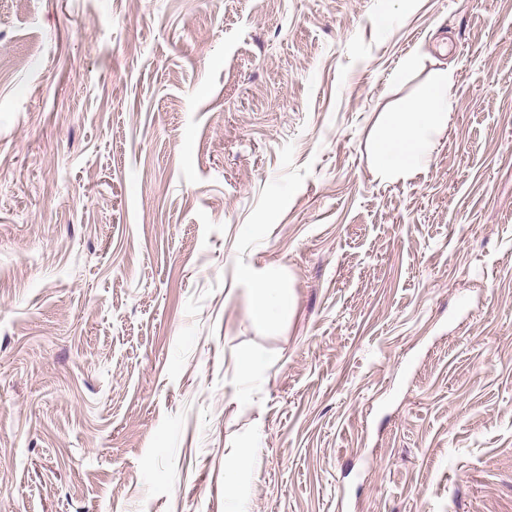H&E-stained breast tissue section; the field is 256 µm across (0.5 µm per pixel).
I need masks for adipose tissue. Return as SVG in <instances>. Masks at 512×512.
I'll use <instances>...</instances> for the list:
<instances>
[{
	"instance_id": "obj_1",
	"label": "adipose tissue",
	"mask_w": 512,
	"mask_h": 512,
	"mask_svg": "<svg viewBox=\"0 0 512 512\" xmlns=\"http://www.w3.org/2000/svg\"><path fill=\"white\" fill-rule=\"evenodd\" d=\"M452 85L451 71H438L408 112L395 121L390 134L376 145L377 176L383 179L400 177L427 161L439 128L447 123L452 110ZM239 279L249 288L248 317L255 325L264 328L287 317L288 292L277 268L245 265Z\"/></svg>"
}]
</instances>
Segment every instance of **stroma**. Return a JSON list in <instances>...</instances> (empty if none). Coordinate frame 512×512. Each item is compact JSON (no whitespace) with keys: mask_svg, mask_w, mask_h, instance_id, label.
I'll list each match as a JSON object with an SVG mask.
<instances>
[{"mask_svg":"<svg viewBox=\"0 0 512 512\" xmlns=\"http://www.w3.org/2000/svg\"><path fill=\"white\" fill-rule=\"evenodd\" d=\"M243 444L247 512H512V0H0V512H226ZM452 85V72L438 71L408 112L395 121L391 133L377 143L379 178L404 176L427 161L439 128L448 122L452 110ZM239 280L249 287L248 317L255 325L269 327L287 317L288 292L277 268L244 265ZM263 362L257 361L251 352L243 351L236 359V368L239 384L232 393V398L242 400L246 397V390L249 382L259 373ZM237 448L235 452L224 456V500L237 506L238 510L234 511H244L241 508L244 495L238 483L237 474L242 471L244 464L252 459L255 448L251 446Z\"/></svg>","mask_w":512,"mask_h":512,"instance_id":"1","label":"stroma"}]
</instances>
